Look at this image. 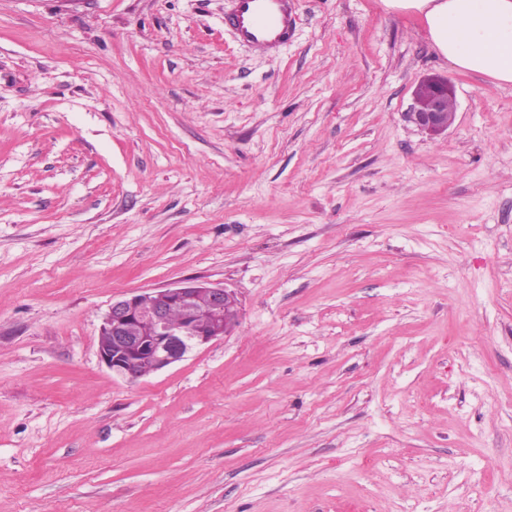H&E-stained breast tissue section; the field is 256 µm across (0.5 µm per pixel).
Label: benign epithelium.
<instances>
[{
  "mask_svg": "<svg viewBox=\"0 0 512 512\" xmlns=\"http://www.w3.org/2000/svg\"><path fill=\"white\" fill-rule=\"evenodd\" d=\"M453 95L448 79H421L413 92L410 120L431 137L445 134L456 118L448 114ZM238 318L236 294L220 284L188 279L138 290L112 301L99 329L98 356L112 374L138 379L224 339Z\"/></svg>",
  "mask_w": 512,
  "mask_h": 512,
  "instance_id": "1",
  "label": "benign epithelium"
}]
</instances>
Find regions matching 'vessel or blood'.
<instances>
[{"label": "vessel or blood", "instance_id": "b4317fda", "mask_svg": "<svg viewBox=\"0 0 512 512\" xmlns=\"http://www.w3.org/2000/svg\"><path fill=\"white\" fill-rule=\"evenodd\" d=\"M240 43L269 54L285 45L295 27V0H234L224 18Z\"/></svg>", "mask_w": 512, "mask_h": 512}]
</instances>
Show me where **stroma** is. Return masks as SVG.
<instances>
[{
  "label": "stroma",
  "mask_w": 512,
  "mask_h": 512,
  "mask_svg": "<svg viewBox=\"0 0 512 512\" xmlns=\"http://www.w3.org/2000/svg\"><path fill=\"white\" fill-rule=\"evenodd\" d=\"M231 8L0 0V512H512V85L382 0L274 55ZM188 278L237 326L113 376V299ZM454 90L447 78L428 76L419 81L413 92L410 120L430 137L445 134L453 125L456 112ZM448 112H453L448 115Z\"/></svg>",
  "instance_id": "35a3bbf8"
}]
</instances>
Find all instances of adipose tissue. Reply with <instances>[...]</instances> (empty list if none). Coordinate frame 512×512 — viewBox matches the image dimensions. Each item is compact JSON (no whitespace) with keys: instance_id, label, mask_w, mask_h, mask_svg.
<instances>
[{"instance_id":"ef3b65f1","label":"adipose tissue","mask_w":512,"mask_h":512,"mask_svg":"<svg viewBox=\"0 0 512 512\" xmlns=\"http://www.w3.org/2000/svg\"><path fill=\"white\" fill-rule=\"evenodd\" d=\"M419 14L434 47L458 69L512 84V0H383Z\"/></svg>"}]
</instances>
